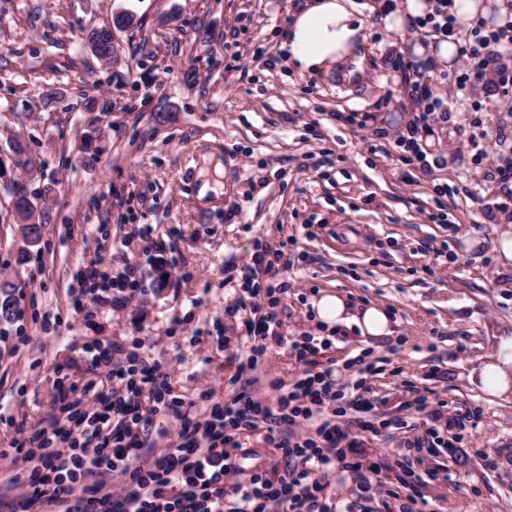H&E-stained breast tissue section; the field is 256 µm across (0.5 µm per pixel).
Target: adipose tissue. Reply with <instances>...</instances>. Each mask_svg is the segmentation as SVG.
<instances>
[{
    "label": "adipose tissue",
    "mask_w": 512,
    "mask_h": 512,
    "mask_svg": "<svg viewBox=\"0 0 512 512\" xmlns=\"http://www.w3.org/2000/svg\"><path fill=\"white\" fill-rule=\"evenodd\" d=\"M361 22L349 0H305L288 29V48L300 72L322 74L348 61L361 32ZM317 318L325 326L352 324L362 334L379 337L390 332L388 314L371 306L351 312L340 295L327 293L313 304Z\"/></svg>",
    "instance_id": "1"
}]
</instances>
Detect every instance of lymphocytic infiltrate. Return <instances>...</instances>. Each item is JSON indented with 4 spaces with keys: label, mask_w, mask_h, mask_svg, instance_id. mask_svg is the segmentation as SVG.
Masks as SVG:
<instances>
[{
    "label": "lymphocytic infiltrate",
    "mask_w": 512,
    "mask_h": 512,
    "mask_svg": "<svg viewBox=\"0 0 512 512\" xmlns=\"http://www.w3.org/2000/svg\"><path fill=\"white\" fill-rule=\"evenodd\" d=\"M453 0H431L432 11L418 18L415 30L459 48L456 71L445 75L446 97L434 94L422 63L399 59L412 76L410 98L416 112L393 139L407 153L406 164L423 160L416 135L422 124L449 112L452 104L484 111L480 100L496 86L494 108L512 112V20L490 27L475 22L460 30ZM259 250L240 271L241 295L231 315L242 318L257 343L254 356L240 360L239 374L254 372L257 355L268 346L288 344L302 371L291 381L271 380L274 404L241 391L212 402L210 394L185 402L172 395L171 375L159 363L131 352L115 357L113 347L90 348L91 370L106 369L109 386L71 397L61 391L62 417L50 418L24 436L23 466L13 478L21 493L12 512H333L326 474L333 469L361 471L353 433L373 430L378 408L373 398L348 391L334 366L309 370L313 356L328 348L327 339L304 335L286 341L275 302L262 293L287 292V282L260 288L259 273L273 265ZM413 411H428L430 425L409 446L427 453L440 428L464 430L465 416L443 415L415 400ZM168 427H157L158 418ZM172 445L157 449L159 440ZM258 439L280 450L285 470L278 479L254 473L240 483L239 453ZM113 484H105V476Z\"/></svg>",
    "instance_id": "lymphocytic-infiltrate-1"
}]
</instances>
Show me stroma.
<instances>
[{"mask_svg":"<svg viewBox=\"0 0 512 512\" xmlns=\"http://www.w3.org/2000/svg\"><path fill=\"white\" fill-rule=\"evenodd\" d=\"M366 2L352 0L365 75L343 91L337 70L307 75L288 60L302 0H0V160L12 137H25L42 166H9L7 176L52 205L29 248L0 192V279L14 283L17 306L0 321L1 411L37 425L60 412L57 381L78 390L105 381L89 369L93 342L159 362L178 397L207 390L221 403L246 389L274 404L269 383L294 378V359L268 348L252 378H240L235 352L247 336L228 313L242 291L237 271L260 244L285 264L283 334L330 339L321 364L367 355L377 372L363 388L380 419L418 398L476 415L420 460L401 434L360 433L364 464L404 461L423 512H512V397L483 390L477 376L512 336V272L495 250L496 214L512 209V191L469 146L503 130L492 151L512 163V112L455 107L431 123L434 138H418L426 166L405 165L381 133L415 117L394 63L421 37L387 31ZM122 10L139 25L118 33L117 60L102 64L84 34ZM88 96L100 111L84 110ZM87 139L90 166L77 161ZM207 179L222 194L200 197ZM133 224L151 225V241L127 240ZM469 236L480 241L470 251ZM131 268L133 302L123 286ZM96 270L107 282L92 279ZM325 293L384 307L392 334L323 328L312 303ZM327 481L336 512L400 506L398 485L368 496L358 473L338 469Z\"/></svg>","mask_w":512,"mask_h":512,"instance_id":"stroma-1","label":"stroma"}]
</instances>
